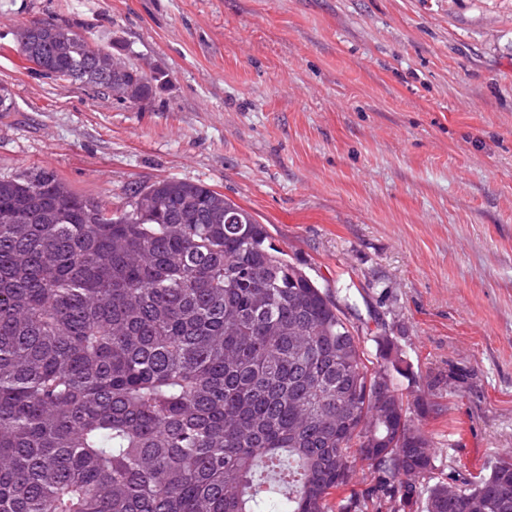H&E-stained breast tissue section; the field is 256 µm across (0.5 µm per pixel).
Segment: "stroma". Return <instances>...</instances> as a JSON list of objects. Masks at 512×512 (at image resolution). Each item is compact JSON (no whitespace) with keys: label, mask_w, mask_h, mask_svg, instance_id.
<instances>
[{"label":"stroma","mask_w":512,"mask_h":512,"mask_svg":"<svg viewBox=\"0 0 512 512\" xmlns=\"http://www.w3.org/2000/svg\"><path fill=\"white\" fill-rule=\"evenodd\" d=\"M33 20L167 81L140 106L44 74ZM0 86V178L223 193L352 287L370 362L386 323L444 476L512 455V0H0Z\"/></svg>","instance_id":"stroma-1"}]
</instances>
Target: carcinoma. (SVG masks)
I'll list each match as a JSON object with an SVG mask.
<instances>
[{
    "mask_svg": "<svg viewBox=\"0 0 512 512\" xmlns=\"http://www.w3.org/2000/svg\"><path fill=\"white\" fill-rule=\"evenodd\" d=\"M49 46L60 77L85 55ZM93 205L47 169L0 179V512H512V457L440 478L386 325L370 369L248 210L174 179Z\"/></svg>",
    "mask_w": 512,
    "mask_h": 512,
    "instance_id": "obj_1",
    "label": "carcinoma"
}]
</instances>
